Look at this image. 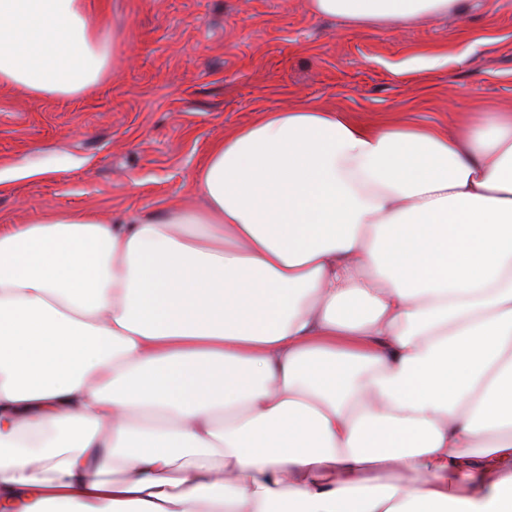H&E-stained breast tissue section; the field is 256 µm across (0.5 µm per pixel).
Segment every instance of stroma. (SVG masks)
Here are the masks:
<instances>
[{
    "label": "stroma",
    "mask_w": 512,
    "mask_h": 512,
    "mask_svg": "<svg viewBox=\"0 0 512 512\" xmlns=\"http://www.w3.org/2000/svg\"><path fill=\"white\" fill-rule=\"evenodd\" d=\"M105 77L68 97L0 85V224L46 208L112 223L191 197L209 146L260 113L310 103L364 123L447 126L457 107L512 108V0L368 33L308 0H103ZM419 56L443 63L417 78Z\"/></svg>",
    "instance_id": "35a3bbf8"
}]
</instances>
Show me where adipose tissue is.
Here are the masks:
<instances>
[{
	"mask_svg": "<svg viewBox=\"0 0 512 512\" xmlns=\"http://www.w3.org/2000/svg\"><path fill=\"white\" fill-rule=\"evenodd\" d=\"M363 32L462 0H310ZM104 10L0 0V85L105 73ZM196 204L0 225V512H512V111L302 104Z\"/></svg>",
	"mask_w": 512,
	"mask_h": 512,
	"instance_id": "adipose-tissue-1",
	"label": "adipose tissue"
}]
</instances>
